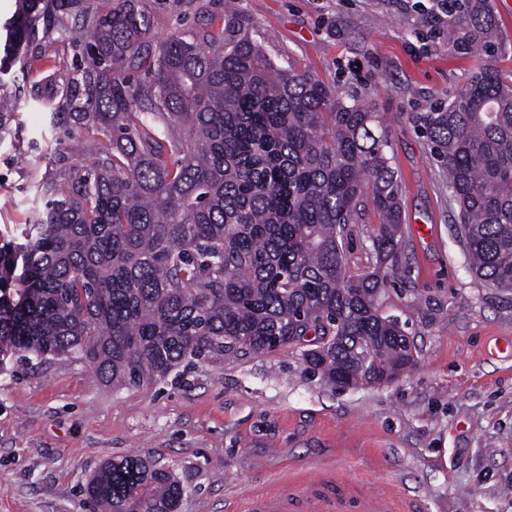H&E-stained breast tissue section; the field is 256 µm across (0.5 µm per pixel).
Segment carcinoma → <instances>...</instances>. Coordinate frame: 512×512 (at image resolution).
Here are the masks:
<instances>
[{
	"instance_id": "obj_1",
	"label": "carcinoma",
	"mask_w": 512,
	"mask_h": 512,
	"mask_svg": "<svg viewBox=\"0 0 512 512\" xmlns=\"http://www.w3.org/2000/svg\"><path fill=\"white\" fill-rule=\"evenodd\" d=\"M58 0H18L3 26L10 69ZM68 28L80 79L53 117L95 135V162L0 235V370L75 357L114 388L182 364L267 352L314 336L303 360L335 385L413 365L416 347L382 313L399 268L397 172L380 113L253 38L211 51L175 35L151 47L133 0ZM448 45L487 57L458 94L416 116L448 172L472 274L512 291V81L488 0H444ZM108 146H97L98 137ZM370 198L385 224L375 267L352 275L344 237ZM98 512H177L170 469L104 463L86 487Z\"/></svg>"
}]
</instances>
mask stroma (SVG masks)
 <instances>
[{"instance_id": "35a3bbf8", "label": "stroma", "mask_w": 512, "mask_h": 512, "mask_svg": "<svg viewBox=\"0 0 512 512\" xmlns=\"http://www.w3.org/2000/svg\"><path fill=\"white\" fill-rule=\"evenodd\" d=\"M149 41L220 50L259 39L293 66L381 112L400 180L405 277L380 295L416 345L391 382L339 388L302 359L306 343L225 356L164 380L112 389L72 358L0 372V512H94L83 488L106 461L160 462L179 512H245L280 480L334 469L394 498L397 512H512V293L476 279L454 233L446 174L413 121L448 103L481 64L458 53L412 0H135ZM80 51L53 35L0 74L10 133L0 140V229L25 223L38 184L89 167L86 130L63 134L31 99L73 72ZM380 216L364 203L348 270H370Z\"/></svg>"}]
</instances>
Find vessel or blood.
Returning a JSON list of instances; mask_svg holds the SVG:
<instances>
[{"label":"vessel or blood","instance_id":"b4317fda","mask_svg":"<svg viewBox=\"0 0 512 512\" xmlns=\"http://www.w3.org/2000/svg\"><path fill=\"white\" fill-rule=\"evenodd\" d=\"M248 512H392V503L379 494L355 495L343 479L326 471L311 484L286 482L253 498Z\"/></svg>","mask_w":512,"mask_h":512}]
</instances>
